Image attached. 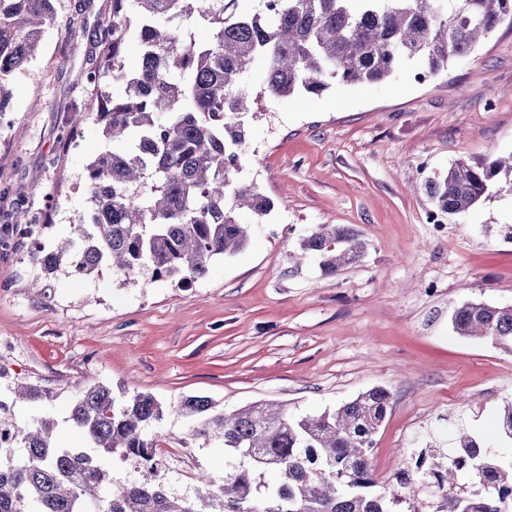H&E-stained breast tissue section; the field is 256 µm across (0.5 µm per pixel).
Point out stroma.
Listing matches in <instances>:
<instances>
[{"mask_svg":"<svg viewBox=\"0 0 512 512\" xmlns=\"http://www.w3.org/2000/svg\"><path fill=\"white\" fill-rule=\"evenodd\" d=\"M110 5L54 0L57 24L14 78L0 124V183L48 223L45 246L72 235L90 207L85 173L105 147L101 126L88 114L70 141L59 131L89 94L84 71ZM424 66L415 59L376 84L265 101L248 121L243 167L276 207L261 219L242 212L246 247L204 279L155 281L147 269L125 278L107 267L48 276L29 262V241L0 250V340L12 343L0 348V388L57 391L63 439L78 389L102 382L155 395L168 409L161 437L190 450L185 472L167 482L190 497L198 475L222 482L225 464L221 445L190 440L177 411L189 395L228 412L271 401L304 415L387 388L370 460L402 512H436L432 489L399 476L452 455L460 433L511 457L512 442L494 429L512 399V351L458 336L450 317L470 301L512 305V188L498 183L468 213L437 218L424 183L456 161L512 153V24L421 83ZM54 189L56 212L46 206ZM324 224L358 233L360 263L326 275L301 256V240Z\"/></svg>","mask_w":512,"mask_h":512,"instance_id":"35a3bbf8","label":"stroma"}]
</instances>
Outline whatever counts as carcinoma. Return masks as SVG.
<instances>
[{"mask_svg":"<svg viewBox=\"0 0 512 512\" xmlns=\"http://www.w3.org/2000/svg\"><path fill=\"white\" fill-rule=\"evenodd\" d=\"M111 0L98 25L97 54L86 70L88 98L75 113L95 112L109 147L86 167L91 208L74 236L28 253L51 274L72 267L89 276L104 266L127 276L148 268L156 280H199L212 263L241 251L247 225L238 211L268 215L273 200L242 177L247 115L265 97L319 96L334 85L371 84L404 62L426 61L436 74L470 55L501 23L512 0ZM52 0H0V104L6 84L27 71L45 29L56 24ZM206 36L198 39L194 28ZM135 44L138 67L125 64ZM261 61L265 79L245 81ZM120 91L107 92V81ZM512 185V155L488 165L458 161L424 188L437 215L470 210L499 175ZM0 248L44 235L47 224L17 202L0 208ZM301 249L334 274L362 260L365 243L348 227L324 226ZM460 336H490L512 350V307L469 302L455 309ZM0 404L17 428L0 447V512H397L400 497L375 490L369 459L391 393L372 388L334 411L296 416L285 404L257 402L225 413L203 396L179 401L190 436L224 447L227 471L195 497L167 489L162 476L121 481L116 466H141L159 440L165 411L151 393L114 395L94 384L74 396L67 422L75 439L55 438L46 415L17 419L15 407L52 402L39 384L8 389ZM512 441V401L501 410ZM472 477L468 490L459 476ZM417 478L441 498L439 512H512V459L463 434L448 463Z\"/></svg>","mask_w":512,"mask_h":512,"instance_id":"obj_1","label":"carcinoma"}]
</instances>
